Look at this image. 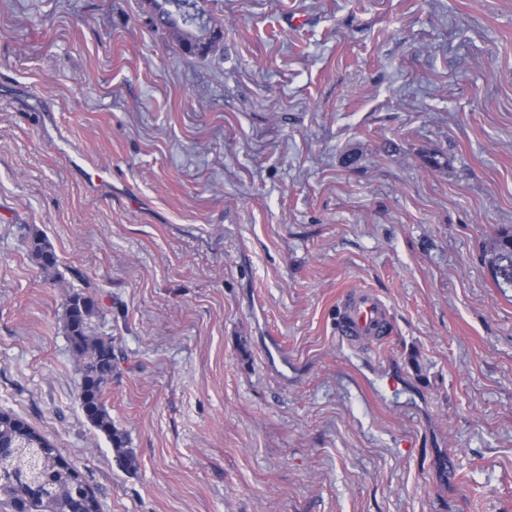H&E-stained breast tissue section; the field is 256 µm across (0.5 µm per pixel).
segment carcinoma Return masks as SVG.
<instances>
[{
  "instance_id": "1",
  "label": "carcinoma",
  "mask_w": 512,
  "mask_h": 512,
  "mask_svg": "<svg viewBox=\"0 0 512 512\" xmlns=\"http://www.w3.org/2000/svg\"><path fill=\"white\" fill-rule=\"evenodd\" d=\"M153 22L172 33L192 55L212 51L223 22L206 15L197 0H152ZM29 257L50 272L57 257L50 243L33 232L26 239ZM481 260L495 287L512 288V228L501 227L481 245ZM97 307L91 296L73 295L66 303V331L83 359L80 403L85 417L111 442L118 464L133 469L136 460L123 432L112 423L103 401V387L112 377V339L96 336L91 319ZM30 503L34 512H99L95 493L65 460L54 442L10 411H0V505L7 509Z\"/></svg>"
}]
</instances>
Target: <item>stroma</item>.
I'll return each mask as SVG.
<instances>
[{"label":"stroma","mask_w":512,"mask_h":512,"mask_svg":"<svg viewBox=\"0 0 512 512\" xmlns=\"http://www.w3.org/2000/svg\"><path fill=\"white\" fill-rule=\"evenodd\" d=\"M202 7L204 57L150 0H0V410L100 512H512V288L480 258L512 226V0ZM352 290L386 341L337 339ZM76 293L132 469L80 405ZM26 249L29 257L45 272H51L57 265V257L50 243L36 232L26 239Z\"/></svg>","instance_id":"obj_1"}]
</instances>
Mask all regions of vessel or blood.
Here are the masks:
<instances>
[{"mask_svg":"<svg viewBox=\"0 0 512 512\" xmlns=\"http://www.w3.org/2000/svg\"><path fill=\"white\" fill-rule=\"evenodd\" d=\"M389 332V311L378 296L365 290L345 296L336 318V335L340 341L351 345L367 340L381 342Z\"/></svg>","mask_w":512,"mask_h":512,"instance_id":"vessel-or-blood-1","label":"vessel or blood"}]
</instances>
